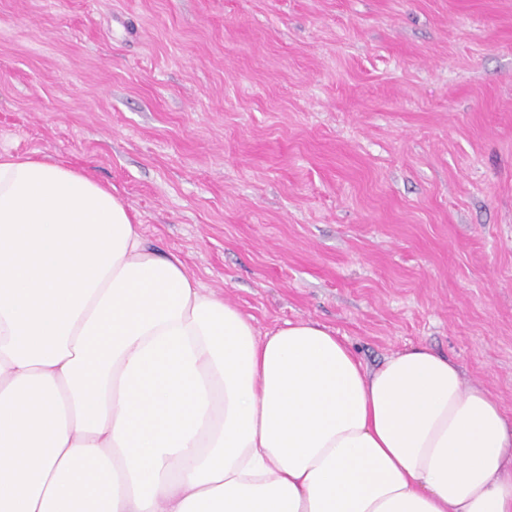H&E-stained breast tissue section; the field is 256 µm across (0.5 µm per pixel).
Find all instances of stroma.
Segmentation results:
<instances>
[{"label":"stroma","mask_w":512,"mask_h":512,"mask_svg":"<svg viewBox=\"0 0 512 512\" xmlns=\"http://www.w3.org/2000/svg\"><path fill=\"white\" fill-rule=\"evenodd\" d=\"M86 170L264 333L512 415V0H0V153Z\"/></svg>","instance_id":"35a3bbf8"}]
</instances>
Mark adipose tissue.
<instances>
[{"label": "adipose tissue", "mask_w": 512, "mask_h": 512, "mask_svg": "<svg viewBox=\"0 0 512 512\" xmlns=\"http://www.w3.org/2000/svg\"><path fill=\"white\" fill-rule=\"evenodd\" d=\"M0 512H512V416L424 346L258 334L110 188L5 152Z\"/></svg>", "instance_id": "1"}]
</instances>
